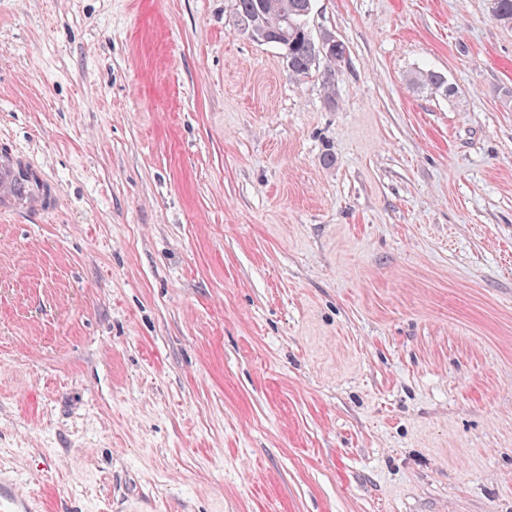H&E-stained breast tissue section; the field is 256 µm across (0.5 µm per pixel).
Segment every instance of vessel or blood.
<instances>
[{
  "mask_svg": "<svg viewBox=\"0 0 512 512\" xmlns=\"http://www.w3.org/2000/svg\"><path fill=\"white\" fill-rule=\"evenodd\" d=\"M38 169L37 162L20 149L0 154V215H43L54 210L58 197L54 183L27 177ZM0 512H32L27 495L6 479L0 480Z\"/></svg>",
  "mask_w": 512,
  "mask_h": 512,
  "instance_id": "vessel-or-blood-1",
  "label": "vessel or blood"
}]
</instances>
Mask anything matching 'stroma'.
<instances>
[{
  "mask_svg": "<svg viewBox=\"0 0 512 512\" xmlns=\"http://www.w3.org/2000/svg\"><path fill=\"white\" fill-rule=\"evenodd\" d=\"M306 24L335 104L234 0H0V148L59 196L0 217V475L46 512H512V25Z\"/></svg>",
  "mask_w": 512,
  "mask_h": 512,
  "instance_id": "stroma-1",
  "label": "stroma"
}]
</instances>
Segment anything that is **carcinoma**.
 I'll return each instance as SVG.
<instances>
[{"instance_id":"obj_1","label":"carcinoma","mask_w":512,"mask_h":512,"mask_svg":"<svg viewBox=\"0 0 512 512\" xmlns=\"http://www.w3.org/2000/svg\"><path fill=\"white\" fill-rule=\"evenodd\" d=\"M266 23L262 25L265 43L277 45L286 59L288 69L297 77H305L319 68L316 55L319 43L311 37L304 25V18L309 14L312 0H263ZM492 13L497 20L512 24V0H492ZM327 100L336 104V61L330 60L320 73ZM416 80L444 95L454 92L445 77L433 70L418 73Z\"/></svg>"}]
</instances>
